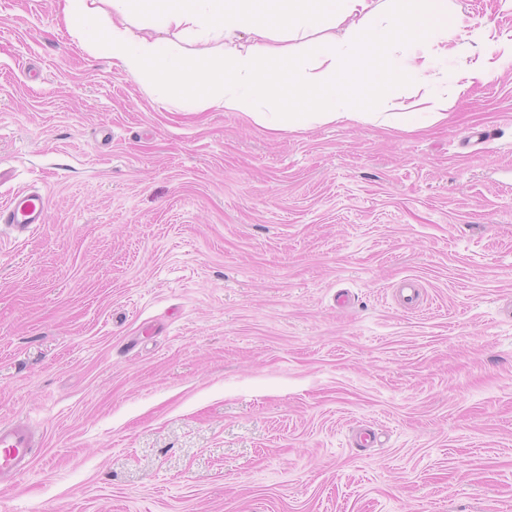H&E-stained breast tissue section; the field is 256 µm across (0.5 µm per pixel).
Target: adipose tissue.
I'll return each mask as SVG.
<instances>
[{
    "mask_svg": "<svg viewBox=\"0 0 512 512\" xmlns=\"http://www.w3.org/2000/svg\"><path fill=\"white\" fill-rule=\"evenodd\" d=\"M56 16L87 47L111 56L132 77L157 89L175 87L176 107L246 114L261 128L287 131L309 124H378L414 128L420 115L448 118V96L432 82L448 54L476 56L460 79L483 84L493 58L512 61V35L449 10L448 0H56ZM331 20L346 23L344 42L324 35ZM151 30L138 37L133 27ZM310 55L292 54L289 40L315 32ZM180 38L217 40L218 51L189 58ZM409 62L390 64L394 44ZM409 83L420 97L406 112H372L363 101L376 86ZM292 113H282L283 102Z\"/></svg>",
    "mask_w": 512,
    "mask_h": 512,
    "instance_id": "adipose-tissue-1",
    "label": "adipose tissue"
}]
</instances>
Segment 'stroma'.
<instances>
[{"label":"stroma","instance_id":"stroma-1","mask_svg":"<svg viewBox=\"0 0 512 512\" xmlns=\"http://www.w3.org/2000/svg\"><path fill=\"white\" fill-rule=\"evenodd\" d=\"M448 112L173 111L0 0V203L46 199L0 228V420L44 440L0 512H512V63ZM44 220L45 198L37 191H20L0 208V224L20 236L30 233L39 224H43Z\"/></svg>","mask_w":512,"mask_h":512}]
</instances>
